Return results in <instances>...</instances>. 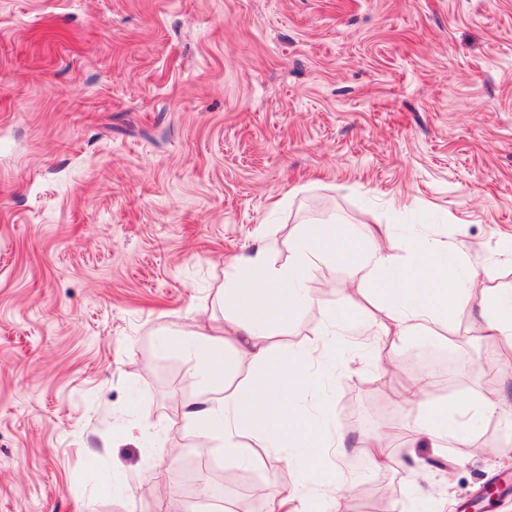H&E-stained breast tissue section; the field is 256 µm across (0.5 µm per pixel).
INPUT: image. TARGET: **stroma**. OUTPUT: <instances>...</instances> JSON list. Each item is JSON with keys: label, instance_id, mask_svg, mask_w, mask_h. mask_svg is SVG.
<instances>
[{"label": "stroma", "instance_id": "35a3bbf8", "mask_svg": "<svg viewBox=\"0 0 512 512\" xmlns=\"http://www.w3.org/2000/svg\"><path fill=\"white\" fill-rule=\"evenodd\" d=\"M330 217L460 247L512 289V0H0V512H266L306 490L287 461L200 452L182 415L198 362L171 339L223 331L229 261L261 245L283 263ZM312 277L328 291L272 349L303 354L341 316L373 331L375 276L330 258ZM477 302L402 342L390 376L346 348L307 396L349 440L393 446L387 468L336 463L342 512L383 493L454 510L512 475L505 420L439 450L405 439L413 376L437 403H512Z\"/></svg>", "mask_w": 512, "mask_h": 512}]
</instances>
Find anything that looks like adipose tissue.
Listing matches in <instances>:
<instances>
[{"instance_id":"adipose-tissue-1","label":"adipose tissue","mask_w":512,"mask_h":512,"mask_svg":"<svg viewBox=\"0 0 512 512\" xmlns=\"http://www.w3.org/2000/svg\"><path fill=\"white\" fill-rule=\"evenodd\" d=\"M406 256H399L392 240L374 230L362 237L345 234L333 220L307 225L288 247L282 264L269 261L265 249L242 261L243 272L224 285V335L211 337L205 329L182 334L181 343L197 359L202 395L183 412L198 424L201 443L221 439L224 452L239 464L252 463L256 448L268 457L310 459L306 444L310 424L325 419L326 404L308 408L305 394L316 388L322 375L335 371L347 337L342 326L329 324L309 350L294 355L272 352L264 343L268 330L287 323L304 305L317 301L310 287L311 274L325 258L335 257L357 269L378 275L384 299V320L379 325L372 355L378 375L398 365L395 345L411 336L433 335L448 316L479 289L484 336L496 342L503 361L512 360V289L481 288L482 276L473 267L449 259L440 242L412 237L405 241ZM253 367L243 383H224L228 359ZM427 379L417 376L401 386L404 403L414 412L410 436L441 448L469 432L476 423L500 415V399L481 397L447 408L424 400ZM449 426H441L442 418ZM306 492L284 491L271 500L269 512H326L338 507L346 479L342 472L327 475L307 468Z\"/></svg>"}]
</instances>
